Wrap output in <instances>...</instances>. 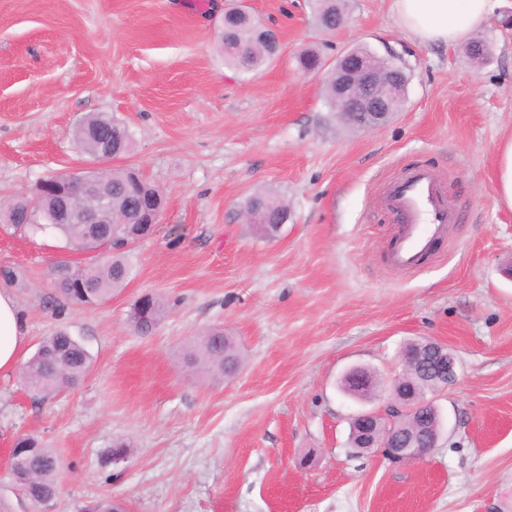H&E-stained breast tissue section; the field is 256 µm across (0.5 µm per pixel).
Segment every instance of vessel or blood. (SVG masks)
<instances>
[{
	"label": "vessel or blood",
	"instance_id": "vessel-or-blood-1",
	"mask_svg": "<svg viewBox=\"0 0 512 512\" xmlns=\"http://www.w3.org/2000/svg\"><path fill=\"white\" fill-rule=\"evenodd\" d=\"M385 203L400 226L392 260L402 268L420 264L445 226L459 219L445 204L436 178L423 167L411 168L392 184Z\"/></svg>",
	"mask_w": 512,
	"mask_h": 512
}]
</instances>
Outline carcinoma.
Here are the masks:
<instances>
[{"instance_id":"obj_1","label":"carcinoma","mask_w":512,"mask_h":512,"mask_svg":"<svg viewBox=\"0 0 512 512\" xmlns=\"http://www.w3.org/2000/svg\"><path fill=\"white\" fill-rule=\"evenodd\" d=\"M318 20L342 13L340 0H316ZM227 32L221 37L220 51L224 65L242 71L261 67L270 59L261 44L262 28L250 13L233 8L226 17ZM112 133V151L116 157L127 156L133 147V139L127 127L106 113H95L82 118L76 125L74 138L82 152L92 154L97 147V134L103 130ZM112 184V223L107 225L111 241L107 257L84 265L71 261L56 263L51 271V287L55 298L83 307H97L112 298V294L124 288L132 278L134 265L133 248L128 242L137 219V210L144 200L160 198L159 190L143 178H134L129 167L102 171ZM249 203L262 204L269 213V222L262 237L273 239L281 231L282 219L288 218V209L276 198L256 194ZM56 204V195L47 191L33 198L20 197L7 207L10 227L16 232L36 235L54 232L65 246L84 253H93L103 241L88 235L82 224H42ZM167 312L161 298L150 294L138 297L128 311L133 329L142 336L155 330V326ZM183 366L192 374L222 379L241 367L242 356L233 339H224V328L214 326L204 330L182 353ZM92 355L86 346L68 330L60 329L45 338L33 355L22 365L25 388L34 395L49 399L76 385L89 371ZM7 477L10 485L21 484L26 497L35 506L54 495L60 458L34 436L17 440ZM131 455V445L116 441L106 451V463L123 462ZM122 506L110 498H101L81 508V512H119Z\"/></svg>"}]
</instances>
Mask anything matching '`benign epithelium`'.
Here are the masks:
<instances>
[{
  "label": "benign epithelium",
  "instance_id": "benign-epithelium-1",
  "mask_svg": "<svg viewBox=\"0 0 512 512\" xmlns=\"http://www.w3.org/2000/svg\"><path fill=\"white\" fill-rule=\"evenodd\" d=\"M327 80L336 87V101L351 119L362 126L377 128L395 105L404 97L408 82L404 72L397 68L391 80L378 79L377 64L372 55L347 53L336 59L326 73ZM57 189L55 219L60 224H83L89 231L97 225L107 224L112 211V187L94 174L74 172L56 174L42 182ZM427 356L424 362L403 361L404 367L414 368L419 379L431 384L432 390L445 389L457 378L456 360L448 348L436 341L422 342ZM350 391L360 395L373 386V375L359 368L351 369L345 376ZM430 410L439 415L434 401L418 392L407 374L393 379L391 399L387 413L359 412L352 423V439L357 448H380L395 463L421 460L435 447L440 437L441 424L433 430L419 431L414 419L422 411Z\"/></svg>",
  "mask_w": 512,
  "mask_h": 512
}]
</instances>
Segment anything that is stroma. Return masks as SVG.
<instances>
[{
    "label": "stroma",
    "mask_w": 512,
    "mask_h": 512,
    "mask_svg": "<svg viewBox=\"0 0 512 512\" xmlns=\"http://www.w3.org/2000/svg\"><path fill=\"white\" fill-rule=\"evenodd\" d=\"M240 0H0V205L48 177L132 166L165 198L134 275L100 306L58 307L59 261H85L53 234L0 225V265L23 275L12 295L30 357L58 329L93 365L43 401L18 372L0 374V492L7 452L35 435L61 458L54 509L120 500L126 512H512V211L498 206L499 146L512 136V0L466 44L424 45L401 30L393 0H343L323 29L314 0H242L282 39L258 70L226 68L225 8ZM357 47L402 66L401 109L378 129L343 120L321 76ZM106 112L133 149L100 164L74 127ZM426 166L460 213L417 270L388 262L393 216L381 203L400 170ZM273 193L288 220L271 240L243 219ZM153 293L168 313L148 336L127 320ZM220 325L241 348L231 378L189 377L180 347ZM434 340L454 354V385L435 392V448L395 465L350 442L352 417L384 411L401 350ZM371 370L374 397L344 394L350 368ZM134 446L113 467V440Z\"/></svg>",
    "instance_id": "obj_1"
}]
</instances>
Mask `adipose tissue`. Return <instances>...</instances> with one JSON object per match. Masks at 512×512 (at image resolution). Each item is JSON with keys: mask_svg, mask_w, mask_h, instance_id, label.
Here are the masks:
<instances>
[{"mask_svg": "<svg viewBox=\"0 0 512 512\" xmlns=\"http://www.w3.org/2000/svg\"><path fill=\"white\" fill-rule=\"evenodd\" d=\"M493 9V0H394L399 26L423 44H458L485 25ZM26 343L15 300L0 290V372L15 369Z\"/></svg>", "mask_w": 512, "mask_h": 512, "instance_id": "ef3b65f1", "label": "adipose tissue"}]
</instances>
